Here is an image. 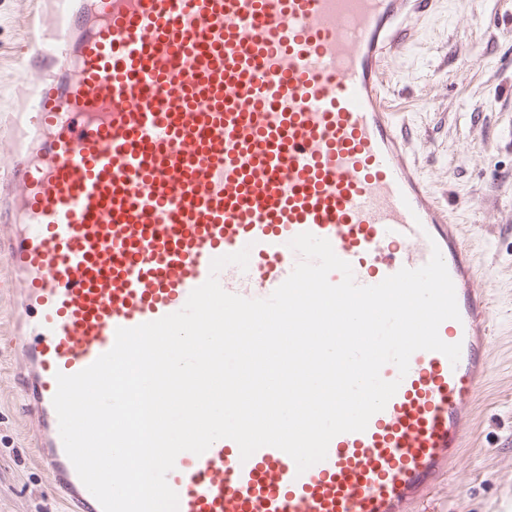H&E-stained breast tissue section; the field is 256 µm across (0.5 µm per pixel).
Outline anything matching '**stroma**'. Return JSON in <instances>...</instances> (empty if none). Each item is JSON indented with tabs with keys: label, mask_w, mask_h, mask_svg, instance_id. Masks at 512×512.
Listing matches in <instances>:
<instances>
[{
	"label": "stroma",
	"mask_w": 512,
	"mask_h": 512,
	"mask_svg": "<svg viewBox=\"0 0 512 512\" xmlns=\"http://www.w3.org/2000/svg\"><path fill=\"white\" fill-rule=\"evenodd\" d=\"M51 8L50 0H0V119L26 101L25 21ZM392 62L390 104L438 199L475 230V286L500 315L476 396L474 445L439 479L432 506L512 512V0H434L431 24ZM7 265L0 252V512H65L20 428L12 313L2 300Z\"/></svg>",
	"instance_id": "35a3bbf8"
}]
</instances>
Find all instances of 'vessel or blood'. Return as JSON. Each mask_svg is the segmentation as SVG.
Returning a JSON list of instances; mask_svg holds the SVG:
<instances>
[{
    "label": "vessel or blood",
    "mask_w": 512,
    "mask_h": 512,
    "mask_svg": "<svg viewBox=\"0 0 512 512\" xmlns=\"http://www.w3.org/2000/svg\"><path fill=\"white\" fill-rule=\"evenodd\" d=\"M430 0H68L36 41L40 74L19 113L7 277L36 460L67 512H102L59 434L56 373L109 351L120 327L179 311L213 258L249 248L221 287L264 299L329 240L372 286L440 250L459 319L417 351L365 431L335 436L298 471L266 446L180 453L179 512H416L465 444L464 409L490 366L494 322L475 292L467 234L431 193L384 93L391 49Z\"/></svg>",
    "instance_id": "obj_1"
}]
</instances>
